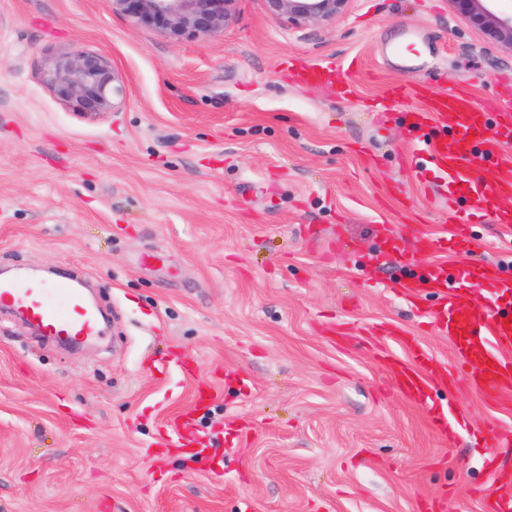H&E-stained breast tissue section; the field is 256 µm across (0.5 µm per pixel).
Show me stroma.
<instances>
[{
    "mask_svg": "<svg viewBox=\"0 0 512 512\" xmlns=\"http://www.w3.org/2000/svg\"><path fill=\"white\" fill-rule=\"evenodd\" d=\"M77 48L123 82L112 111L44 84ZM352 58L350 97L296 74ZM506 83L512 45L450 0H352L302 27L237 0L223 33L180 41L111 0H0V269L73 278L109 318L65 346L0 309V512H486L512 480V449L492 467L484 446L512 436V401L459 372L417 405L385 366L412 362L409 337L453 360L386 238L461 286L474 256L413 170L419 101L384 96L494 103ZM468 231L512 277V228ZM188 414L202 465L169 441ZM447 414L468 429L442 433Z\"/></svg>",
    "mask_w": 512,
    "mask_h": 512,
    "instance_id": "1",
    "label": "stroma"
}]
</instances>
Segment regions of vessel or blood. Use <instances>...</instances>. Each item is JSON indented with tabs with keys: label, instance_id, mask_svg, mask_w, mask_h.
Wrapping results in <instances>:
<instances>
[{
	"label": "vessel or blood",
	"instance_id": "obj_1",
	"mask_svg": "<svg viewBox=\"0 0 512 512\" xmlns=\"http://www.w3.org/2000/svg\"><path fill=\"white\" fill-rule=\"evenodd\" d=\"M417 124L441 123L447 132L428 143L425 153L437 171V186L449 204L468 200L481 209L485 199L512 196V155L501 149L512 141V94L503 93L499 103L477 101L467 90L448 91L422 98ZM470 287H450L445 266L428 270V283L440 298L434 313L437 325L447 334L458 364L466 368L478 390L491 402L512 394V279L502 278L497 263L473 262L468 270ZM495 296L490 309L479 297ZM11 306L47 336H71L79 340L98 337L99 319L90 311L75 281L61 279L47 284L28 278L0 280V306ZM443 364L430 361L415 350L409 365H396L400 386L421 391L429 374H447Z\"/></svg>",
	"mask_w": 512,
	"mask_h": 512
}]
</instances>
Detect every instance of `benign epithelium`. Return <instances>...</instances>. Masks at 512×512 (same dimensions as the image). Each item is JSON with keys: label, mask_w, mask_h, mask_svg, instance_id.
Returning <instances> with one entry per match:
<instances>
[{"label": "benign epithelium", "mask_w": 512, "mask_h": 512, "mask_svg": "<svg viewBox=\"0 0 512 512\" xmlns=\"http://www.w3.org/2000/svg\"><path fill=\"white\" fill-rule=\"evenodd\" d=\"M237 0H112L113 12L155 26L169 37L207 38L224 31L236 16ZM350 0H266L269 13L289 24L329 23L346 13ZM473 23L512 45V16L499 18L478 6L481 0H450ZM44 82L61 101L87 115L113 110L125 88L100 54L78 50L55 57Z\"/></svg>", "instance_id": "benign-epithelium-1"}]
</instances>
